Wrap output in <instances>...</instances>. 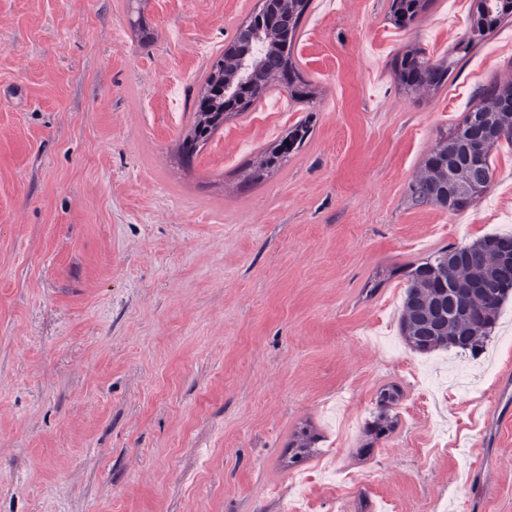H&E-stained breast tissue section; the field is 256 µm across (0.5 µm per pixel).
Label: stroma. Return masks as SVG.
I'll list each match as a JSON object with an SVG mask.
<instances>
[{
	"label": "stroma",
	"instance_id": "35a3bbf8",
	"mask_svg": "<svg viewBox=\"0 0 512 512\" xmlns=\"http://www.w3.org/2000/svg\"><path fill=\"white\" fill-rule=\"evenodd\" d=\"M257 2L0 0V512H512V298L475 357L399 332L406 264L512 232V146L469 207L407 196L512 80V23L409 95L394 58H455L472 0L404 27L389 0H312L292 52L311 105L279 114L271 88L184 161L205 72ZM388 383L399 424L367 454ZM305 426L316 452L287 468ZM483 461L486 489L467 482ZM309 130V121L305 120L296 125L285 138L266 149L261 155V161L246 175L244 185L251 184L271 171L280 169L288 160V155L303 146Z\"/></svg>",
	"mask_w": 512,
	"mask_h": 512
}]
</instances>
